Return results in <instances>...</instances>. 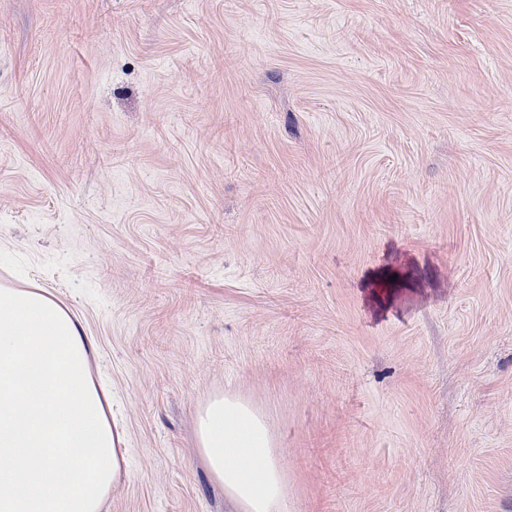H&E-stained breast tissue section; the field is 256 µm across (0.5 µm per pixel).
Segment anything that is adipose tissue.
I'll return each instance as SVG.
<instances>
[{
    "label": "adipose tissue",
    "mask_w": 512,
    "mask_h": 512,
    "mask_svg": "<svg viewBox=\"0 0 512 512\" xmlns=\"http://www.w3.org/2000/svg\"><path fill=\"white\" fill-rule=\"evenodd\" d=\"M92 348L55 295L0 285V512H101L126 472ZM197 438L210 476L243 512H284L278 452L259 413L215 396Z\"/></svg>",
    "instance_id": "1"
}]
</instances>
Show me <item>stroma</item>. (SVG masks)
Segmentation results:
<instances>
[{"label":"stroma","instance_id":"obj_1","mask_svg":"<svg viewBox=\"0 0 512 512\" xmlns=\"http://www.w3.org/2000/svg\"><path fill=\"white\" fill-rule=\"evenodd\" d=\"M94 341L102 512H512V0H0V285ZM197 438L210 476L244 512H284L277 448L259 413L241 401L215 396L198 414Z\"/></svg>","mask_w":512,"mask_h":512}]
</instances>
